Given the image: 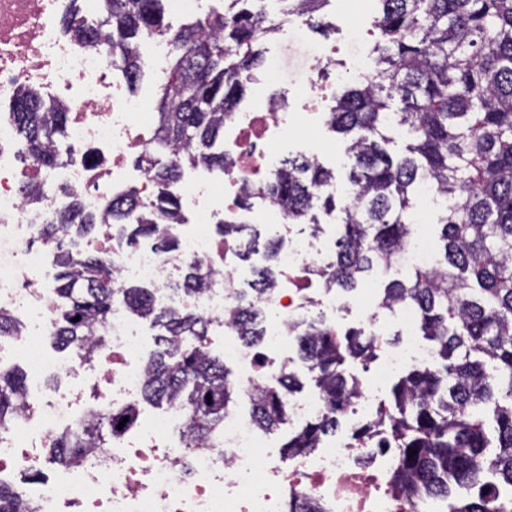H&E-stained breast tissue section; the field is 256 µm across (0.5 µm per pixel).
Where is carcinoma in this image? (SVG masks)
Masks as SVG:
<instances>
[{
  "label": "carcinoma",
  "mask_w": 512,
  "mask_h": 512,
  "mask_svg": "<svg viewBox=\"0 0 512 512\" xmlns=\"http://www.w3.org/2000/svg\"><path fill=\"white\" fill-rule=\"evenodd\" d=\"M108 32L85 28L91 41L105 38L112 62L137 77L142 60L134 50L144 35H162V0H105ZM377 42L373 66L362 80L346 87L332 107V128L354 134L349 151L348 202L321 197L334 174L305 155L282 162L264 189L287 207L297 223L323 199L328 211L341 213L335 259L325 272L328 284L352 294L378 265H391L411 233V211L421 181L429 183L441 207L442 260L431 270L412 268V275L383 288L380 306L392 310L408 303L417 309L420 331L435 350L431 367H413L393 388V403L361 426L355 437L380 436L381 448L398 452L394 482L417 494L415 512L437 499L449 512H512L500 505L462 494L490 469L512 484V0H377ZM330 0H284V12L314 19ZM276 27L259 10L257 0H224V14L180 29L173 63L157 106L162 130L146 162L161 185L184 165L206 163L224 168V115L241 100L247 86L242 74L261 65L263 44ZM17 131L28 150L45 165L58 161L57 137L64 135L66 115L52 112L40 95L28 91L13 112ZM404 129L408 155L392 157L385 145L395 127ZM165 151L160 163L154 154ZM141 219L128 225V241L153 239L164 251L176 241L156 223L179 222L178 205L165 191L150 200L130 192L112 207L111 221L128 213ZM101 220L77 208L48 224L44 234L57 242V292L62 300L53 343L62 351L91 359L90 340L112 313V264L102 256L74 255L68 236L88 232ZM224 235L260 246L269 264L255 273L251 292L240 293L230 313L242 341H262L263 309L259 299L278 278L279 243L262 240L250 224H226ZM202 278L187 267L176 284L194 293ZM127 309L150 318L159 329L161 349L147 361L142 398L176 403L187 418V445L217 439L224 415L237 403L238 392L224 360L202 348L208 323L191 312L152 306L145 288L124 289ZM298 354L325 396L326 415L306 423L288 438L287 456L317 447L340 426L343 410L354 400L359 380L346 374L349 359H367L381 343L356 331H343L322 319L294 325ZM300 386L297 375L268 384L253 403V419L265 432L288 421L286 395ZM26 391L25 375L0 364V425L18 411ZM136 413L104 411L82 433L57 434L54 462L73 467L85 460L80 449L97 448L106 436H118V424ZM413 456H408L412 450ZM0 512H34L11 485L0 483Z\"/></svg>",
  "instance_id": "carcinoma-1"
}]
</instances>
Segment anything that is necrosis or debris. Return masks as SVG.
Here are the masks:
<instances>
[{"label": "necrosis or debris", "instance_id": "4bbe7bcc", "mask_svg": "<svg viewBox=\"0 0 512 512\" xmlns=\"http://www.w3.org/2000/svg\"><path fill=\"white\" fill-rule=\"evenodd\" d=\"M102 0H0V309L21 326L0 338V363L24 358L31 375H78L66 389L26 402L23 415L0 429V481L14 482L22 471L39 469L58 431L79 429L100 408H138L145 382L147 319L128 312L121 285L150 289L155 306L193 311L223 336L220 350L236 370L235 385L245 399L258 386L276 382L288 366L292 325L310 310L329 316L339 307L323 272L336 251L326 228L292 235L281 206L262 210L281 248L279 277L262 300L274 319L263 344L240 340L229 320L242 277L238 245L224 237L223 223L248 224L239 207L243 190H259L279 168L278 151L296 114L288 97L265 105L241 104L224 118V167L181 169L177 180L160 187L144 166L133 165L149 140L145 128L156 115L145 100L132 97L126 73L112 63L107 42L76 34L98 25ZM37 90L47 104L67 114L69 154L53 166L35 157L19 160L15 127L8 119L23 91ZM145 199L159 191L174 196L182 221L166 227L177 238L176 253L155 246L118 242L102 225L91 250L110 258L117 292L103 327L105 346L95 361L48 353L59 302L47 285L52 249L40 247L43 225L56 220L71 202L83 212L105 216L112 201L128 191ZM208 274L202 289L177 294L172 283L187 263ZM400 318L409 340L388 353L381 369L429 366L431 348L415 342V310L404 304ZM186 415L170 407L148 422H137L109 447L95 449L92 463L23 489L37 512H290L312 500L322 512H410L392 475L396 454L389 448L333 439L309 453L287 459L271 440L235 413L224 418L218 447H184Z\"/></svg>", "mask_w": 512, "mask_h": 512}]
</instances>
